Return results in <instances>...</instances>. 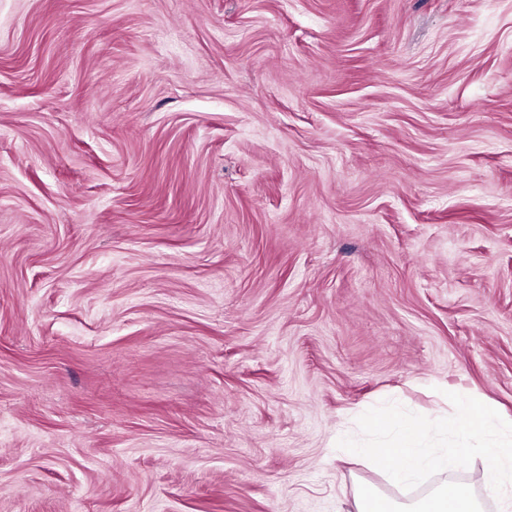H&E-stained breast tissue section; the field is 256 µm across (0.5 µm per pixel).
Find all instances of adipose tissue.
Masks as SVG:
<instances>
[{
	"label": "adipose tissue",
	"mask_w": 512,
	"mask_h": 512,
	"mask_svg": "<svg viewBox=\"0 0 512 512\" xmlns=\"http://www.w3.org/2000/svg\"><path fill=\"white\" fill-rule=\"evenodd\" d=\"M356 512H481L471 490L459 483H445L417 500L401 503L367 488L356 498Z\"/></svg>",
	"instance_id": "ef3b65f1"
}]
</instances>
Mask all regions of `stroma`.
Instances as JSON below:
<instances>
[{
	"instance_id": "obj_1",
	"label": "stroma",
	"mask_w": 512,
	"mask_h": 512,
	"mask_svg": "<svg viewBox=\"0 0 512 512\" xmlns=\"http://www.w3.org/2000/svg\"><path fill=\"white\" fill-rule=\"evenodd\" d=\"M512 418V0H0V512H355L383 399Z\"/></svg>"
}]
</instances>
